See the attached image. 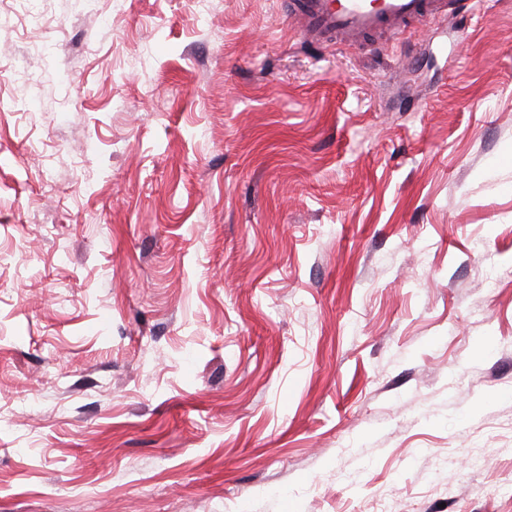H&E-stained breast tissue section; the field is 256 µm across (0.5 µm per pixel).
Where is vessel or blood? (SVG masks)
<instances>
[{
    "mask_svg": "<svg viewBox=\"0 0 512 512\" xmlns=\"http://www.w3.org/2000/svg\"><path fill=\"white\" fill-rule=\"evenodd\" d=\"M462 0H296L291 16L316 42L356 43L461 10Z\"/></svg>",
    "mask_w": 512,
    "mask_h": 512,
    "instance_id": "1",
    "label": "vessel or blood"
}]
</instances>
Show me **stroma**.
I'll return each mask as SVG.
<instances>
[{
  "label": "stroma",
  "mask_w": 512,
  "mask_h": 512,
  "mask_svg": "<svg viewBox=\"0 0 512 512\" xmlns=\"http://www.w3.org/2000/svg\"><path fill=\"white\" fill-rule=\"evenodd\" d=\"M288 2L0 5V512H512V0ZM291 17L304 36L340 44L460 11L464 0H297Z\"/></svg>",
  "instance_id": "1"
}]
</instances>
